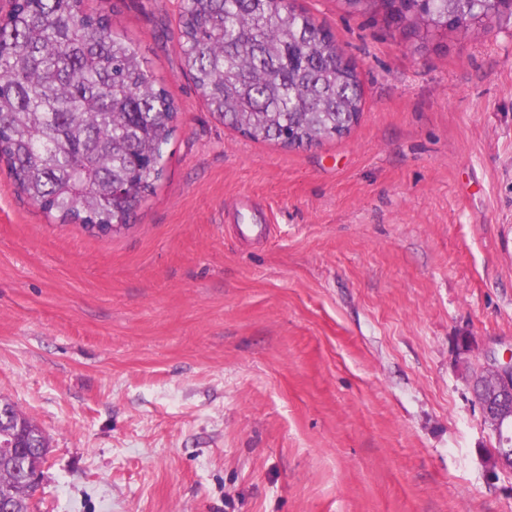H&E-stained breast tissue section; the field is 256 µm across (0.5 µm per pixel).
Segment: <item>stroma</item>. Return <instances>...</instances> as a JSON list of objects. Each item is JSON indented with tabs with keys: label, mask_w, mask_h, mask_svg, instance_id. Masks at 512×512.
Segmentation results:
<instances>
[{
	"label": "stroma",
	"mask_w": 512,
	"mask_h": 512,
	"mask_svg": "<svg viewBox=\"0 0 512 512\" xmlns=\"http://www.w3.org/2000/svg\"><path fill=\"white\" fill-rule=\"evenodd\" d=\"M85 4L180 113L113 234L0 163V400L48 439L32 512H512L456 347L512 348V20L424 42L297 0L363 100L294 149L207 111L180 0ZM244 197L266 234H240Z\"/></svg>",
	"instance_id": "obj_1"
}]
</instances>
